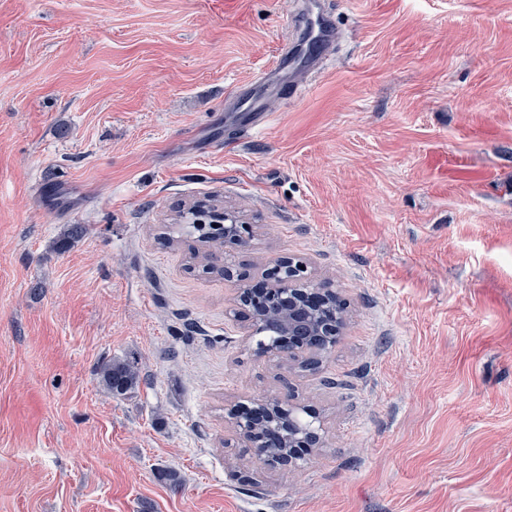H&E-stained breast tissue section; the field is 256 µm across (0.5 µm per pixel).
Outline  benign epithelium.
<instances>
[{"label": "benign epithelium", "mask_w": 512, "mask_h": 512, "mask_svg": "<svg viewBox=\"0 0 512 512\" xmlns=\"http://www.w3.org/2000/svg\"><path fill=\"white\" fill-rule=\"evenodd\" d=\"M180 224H212L221 231L220 243L243 244L241 216L224 210L211 203L206 206L195 204L182 208L177 215ZM303 262L292 258L279 260L267 272L269 283L255 291L244 286L239 289L233 313L241 311L248 315V336H258L264 332L278 336L281 352L299 355L307 350H321L332 339H339L344 329L334 308L343 301L336 290L327 282L318 284L307 281L303 274ZM222 279L243 282L248 274L235 261H224ZM253 411L232 406L227 409V417L234 426L238 439L250 446L252 435L259 427L280 438H288V451L277 455H266L264 461L270 466H291L296 463L295 448L322 447L321 425L318 416L311 412L308 425L300 427L294 419L295 405H286L283 400L268 395L252 399Z\"/></svg>", "instance_id": "1"}]
</instances>
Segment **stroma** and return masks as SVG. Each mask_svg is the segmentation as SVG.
<instances>
[{
    "mask_svg": "<svg viewBox=\"0 0 512 512\" xmlns=\"http://www.w3.org/2000/svg\"><path fill=\"white\" fill-rule=\"evenodd\" d=\"M304 2L0 0V512H512V0H324L323 69L230 111ZM209 194L252 281L347 301L319 371L161 243ZM263 393L319 413L305 465L230 446ZM138 373L129 364L120 361L105 363L101 368L104 386L114 396L123 395L138 382Z\"/></svg>",
    "mask_w": 512,
    "mask_h": 512,
    "instance_id": "35a3bbf8",
    "label": "stroma"
}]
</instances>
